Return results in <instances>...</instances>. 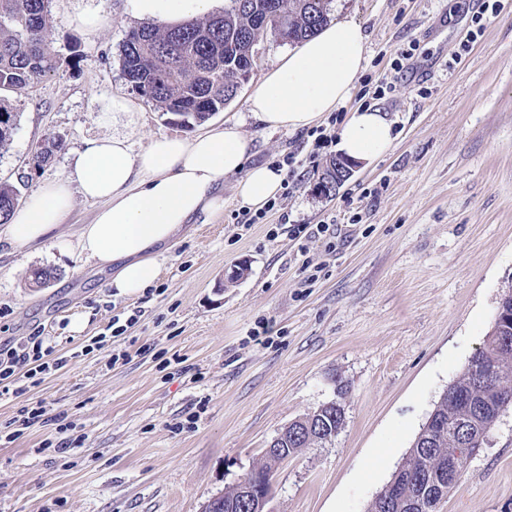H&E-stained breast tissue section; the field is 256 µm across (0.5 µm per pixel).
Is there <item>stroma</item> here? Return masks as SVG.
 Returning <instances> with one entry per match:
<instances>
[{"instance_id": "35a3bbf8", "label": "stroma", "mask_w": 512, "mask_h": 512, "mask_svg": "<svg viewBox=\"0 0 512 512\" xmlns=\"http://www.w3.org/2000/svg\"><path fill=\"white\" fill-rule=\"evenodd\" d=\"M484 3L332 0L331 19H354L367 35L363 75L392 84L371 106L397 138L328 196L315 185L337 156L339 126L321 119L327 137L318 142L303 130L267 131L249 115L251 95L288 44L261 34L235 99L187 129L135 95L122 74L120 47L143 24L130 0H102L105 26L94 38L64 22L66 0H52L54 71L0 93L15 115L0 181L22 197L67 179L72 155L111 132L115 95L137 106L133 151L230 120L253 139V163L292 153L303 165L288 197L248 229L238 222L236 179L225 178L223 209L185 226L152 290L136 297L117 295L111 270L80 253L79 231L97 209L82 196L43 244L0 240V340L39 330L66 360L24 398L0 397V512H201L340 386L343 428L277 465L269 508L367 512L483 348L512 285V0L467 42ZM403 49L412 57L397 72L391 62ZM48 145L50 160L35 165ZM332 221V253L325 238L301 243L288 233L292 224ZM38 269L52 271L48 283H33ZM134 313L123 339L83 353L113 317ZM260 322L265 344L250 337ZM121 351L128 361L113 362ZM26 400L42 402L49 420L8 441ZM60 414L85 437L65 458L44 447L57 438ZM439 512H512V407Z\"/></svg>"}]
</instances>
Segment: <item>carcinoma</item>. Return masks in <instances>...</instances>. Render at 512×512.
Masks as SVG:
<instances>
[{
  "label": "carcinoma",
  "mask_w": 512,
  "mask_h": 512,
  "mask_svg": "<svg viewBox=\"0 0 512 512\" xmlns=\"http://www.w3.org/2000/svg\"><path fill=\"white\" fill-rule=\"evenodd\" d=\"M51 0H0V90L25 87L55 68V54L46 40ZM224 13L190 19L175 27L150 24L131 30L120 51L123 75L133 92L146 97L185 128L206 122L237 96L235 80L250 78L260 34L269 32L296 43L328 24L331 0H226ZM20 192L0 182V224L10 222ZM495 369L488 382L481 371L464 369L453 387L471 395L462 408L443 398L437 414L448 424L444 433L419 432L416 447L401 463L399 491L412 501L437 493L448 458L463 452L466 426L489 428L498 421L496 389L512 385V348L485 342L479 351ZM340 423L327 416L305 417L288 431L282 450L292 454L323 442ZM218 512H251L236 489L224 492Z\"/></svg>",
  "instance_id": "carcinoma-1"
}]
</instances>
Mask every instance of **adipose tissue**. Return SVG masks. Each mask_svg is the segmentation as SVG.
<instances>
[{"label":"adipose tissue","mask_w":512,"mask_h":512,"mask_svg":"<svg viewBox=\"0 0 512 512\" xmlns=\"http://www.w3.org/2000/svg\"><path fill=\"white\" fill-rule=\"evenodd\" d=\"M135 16L176 25L209 14L219 0H131ZM367 36L343 18L284 54L249 101L252 117L266 129L298 131L313 126L350 95L363 69ZM392 126L379 110L351 111L338 148L349 160L369 164L392 148ZM253 141L235 122L191 138L151 140L131 153L123 131L91 140L71 161L68 180L44 184L12 217L10 244L25 248L45 240L70 213L74 194L96 202L78 245L86 259L113 268L112 288L135 295L160 275L159 247L169 244L199 213L215 211V192L237 176L236 196L247 209L262 208L283 176L268 165L251 164Z\"/></svg>","instance_id":"ef3b65f1"}]
</instances>
